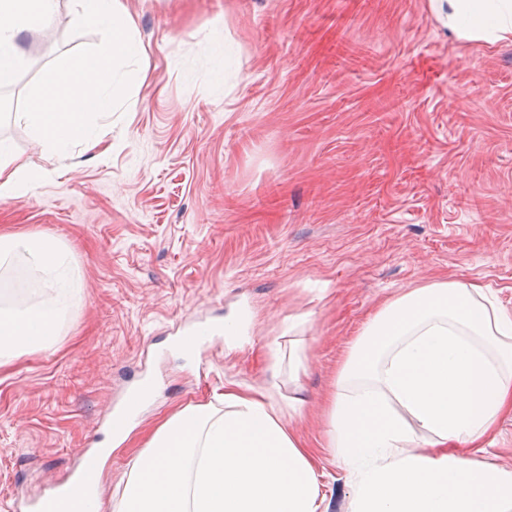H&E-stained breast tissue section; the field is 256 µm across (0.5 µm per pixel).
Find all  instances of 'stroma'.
<instances>
[{
	"mask_svg": "<svg viewBox=\"0 0 512 512\" xmlns=\"http://www.w3.org/2000/svg\"><path fill=\"white\" fill-rule=\"evenodd\" d=\"M150 66L98 118L109 150L49 157L16 118L77 34L74 0L24 35L0 88V138L45 168L0 200V234L54 239L80 288L56 345L0 367V512L48 493L106 439L141 377L154 402L103 476L102 512L148 433L224 384L264 385L278 337L303 339L307 399L289 428L312 453L323 512L354 488L328 448L326 399L381 304L435 279L475 282L512 309V42L462 40L431 0H128ZM248 307L246 341L169 346ZM512 468V415L476 449Z\"/></svg>",
	"mask_w": 512,
	"mask_h": 512,
	"instance_id": "stroma-1",
	"label": "stroma"
}]
</instances>
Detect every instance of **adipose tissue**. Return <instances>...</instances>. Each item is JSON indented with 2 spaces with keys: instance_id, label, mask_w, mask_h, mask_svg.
Segmentation results:
<instances>
[{
  "instance_id": "1",
  "label": "adipose tissue",
  "mask_w": 512,
  "mask_h": 512,
  "mask_svg": "<svg viewBox=\"0 0 512 512\" xmlns=\"http://www.w3.org/2000/svg\"><path fill=\"white\" fill-rule=\"evenodd\" d=\"M460 39L512 40V0H436ZM57 0H0V87L14 82L22 33L49 28ZM43 178L0 139V199ZM0 268L51 277L50 298L22 308L0 292V367L51 348L73 286L69 253L45 239L0 237ZM275 358L266 385L224 388V406H186L155 428L126 475L119 512H318V483L278 399ZM512 415V310L474 283L437 279L387 301L369 321L329 398V446L354 480L351 512H512V469L476 461L499 419Z\"/></svg>"
}]
</instances>
